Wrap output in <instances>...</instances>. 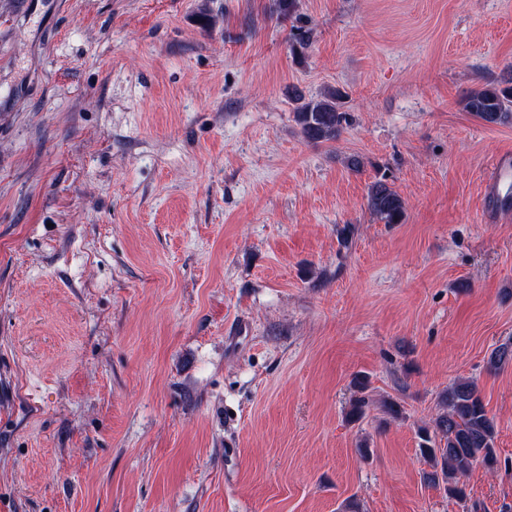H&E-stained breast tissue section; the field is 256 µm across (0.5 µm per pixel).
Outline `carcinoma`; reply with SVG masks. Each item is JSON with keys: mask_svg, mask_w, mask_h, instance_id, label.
<instances>
[{"mask_svg": "<svg viewBox=\"0 0 512 512\" xmlns=\"http://www.w3.org/2000/svg\"><path fill=\"white\" fill-rule=\"evenodd\" d=\"M462 107L483 122L512 125V79L470 92ZM294 117L304 138L317 143L338 139L350 124V115L342 107V94L336 89L301 101ZM367 205L386 224H400L405 218V201L384 178L369 185ZM488 366L495 371L512 366V344L495 348ZM352 384L362 393L348 412L349 420L356 422L370 406L365 395L368 381L357 376ZM496 435L495 417L486 409L475 383L469 379L456 380L441 393L430 424L418 428L419 453L427 464V470L422 472L423 481L443 488L450 498L466 500V485L461 478L477 463L490 473L501 465L495 448Z\"/></svg>", "mask_w": 512, "mask_h": 512, "instance_id": "cac0c4a2", "label": "carcinoma"}]
</instances>
